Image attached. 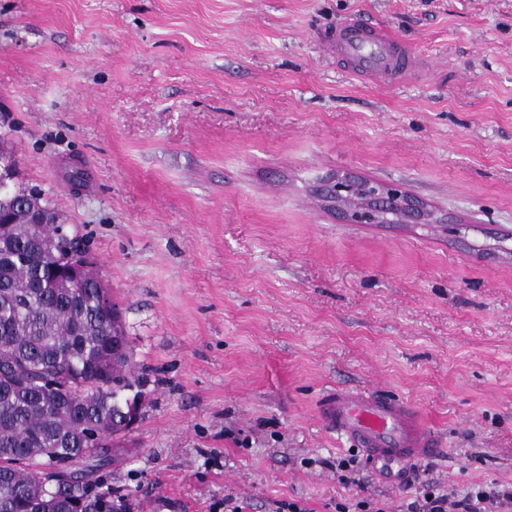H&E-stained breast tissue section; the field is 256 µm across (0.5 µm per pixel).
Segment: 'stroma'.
<instances>
[{"label": "stroma", "mask_w": 512, "mask_h": 512, "mask_svg": "<svg viewBox=\"0 0 512 512\" xmlns=\"http://www.w3.org/2000/svg\"><path fill=\"white\" fill-rule=\"evenodd\" d=\"M350 17L430 70L350 74L319 46ZM0 137L121 311L130 512H405L321 423L339 388L416 409L442 490L512 485V0H0ZM342 175L437 221L347 223Z\"/></svg>", "instance_id": "1"}]
</instances>
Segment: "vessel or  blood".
<instances>
[{
	"label": "vessel or blood",
	"mask_w": 512,
	"mask_h": 512,
	"mask_svg": "<svg viewBox=\"0 0 512 512\" xmlns=\"http://www.w3.org/2000/svg\"><path fill=\"white\" fill-rule=\"evenodd\" d=\"M325 46L331 56L356 76L383 84L415 72L422 58L401 45L394 33L381 26L352 20L337 26ZM322 424L361 449L370 466L389 482L404 484L412 462L436 454L438 440L405 403L363 388L339 389L324 398Z\"/></svg>",
	"instance_id": "vessel-or-blood-1"
}]
</instances>
